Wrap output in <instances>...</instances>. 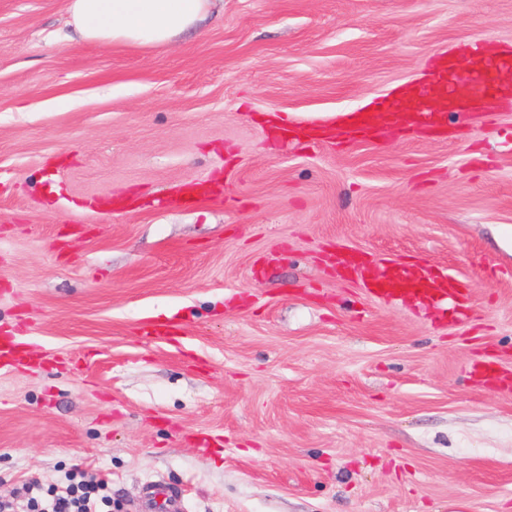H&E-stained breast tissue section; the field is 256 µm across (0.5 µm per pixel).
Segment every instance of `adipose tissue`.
<instances>
[{"label": "adipose tissue", "instance_id": "ef3b65f1", "mask_svg": "<svg viewBox=\"0 0 512 512\" xmlns=\"http://www.w3.org/2000/svg\"><path fill=\"white\" fill-rule=\"evenodd\" d=\"M224 0H65L72 37L103 48L173 44L201 28Z\"/></svg>", "mask_w": 512, "mask_h": 512}]
</instances>
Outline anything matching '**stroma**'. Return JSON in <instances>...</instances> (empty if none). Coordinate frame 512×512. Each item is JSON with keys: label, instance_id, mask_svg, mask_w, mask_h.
Wrapping results in <instances>:
<instances>
[{"label": "stroma", "instance_id": "1", "mask_svg": "<svg viewBox=\"0 0 512 512\" xmlns=\"http://www.w3.org/2000/svg\"><path fill=\"white\" fill-rule=\"evenodd\" d=\"M0 0V500L103 481L112 512H512V108L284 138L512 45V0H224L171 47L72 40ZM213 194L168 203L172 189ZM469 281L370 296L342 258ZM181 335L153 342L148 320Z\"/></svg>", "mask_w": 512, "mask_h": 512}]
</instances>
